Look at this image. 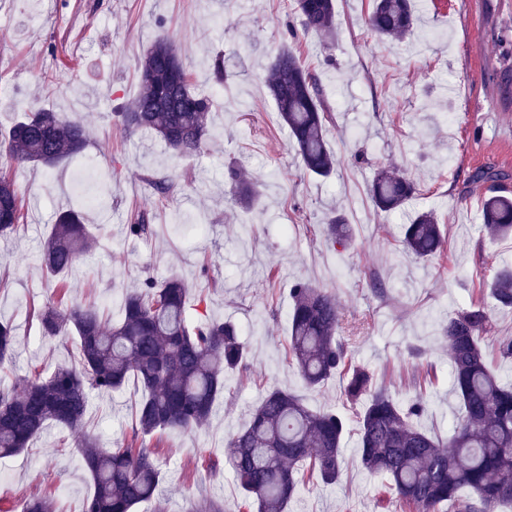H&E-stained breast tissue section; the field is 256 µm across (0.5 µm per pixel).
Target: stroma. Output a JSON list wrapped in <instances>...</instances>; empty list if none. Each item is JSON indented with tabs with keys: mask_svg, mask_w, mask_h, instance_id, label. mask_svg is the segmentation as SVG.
I'll list each match as a JSON object with an SVG mask.
<instances>
[{
	"mask_svg": "<svg viewBox=\"0 0 512 512\" xmlns=\"http://www.w3.org/2000/svg\"><path fill=\"white\" fill-rule=\"evenodd\" d=\"M293 0H0V126L40 105L62 119L84 118V151L52 170L0 158L28 210L25 231L0 240V319L16 328L12 367L0 383L48 377L72 364L74 338L47 337L31 306L66 295L119 318L127 289L147 275L176 274L200 297L197 312L246 327L248 366L226 371V389L210 423L192 432L157 435L160 494L168 512H188L210 498L225 512H247L224 458L225 442L272 388L303 395L317 410L349 413L345 376L306 389L289 365V288L299 278L335 293L354 364L372 371L401 404L424 398L420 427L447 435L451 368L442 323L461 306L488 302L481 284L512 259V240L481 230L480 168L512 176V0H414L417 33L381 40L367 28L369 0H336L338 36L327 46L301 36L299 55L319 74L333 121L327 139L340 164L327 178L305 174L271 99L267 68L285 40ZM176 46L193 89L214 100L207 151L179 157L147 134L126 137L115 114L136 96L137 66L158 35ZM240 62L243 75L216 83V57ZM240 163L257 183L245 208L224 182ZM395 165L419 189L408 208L377 211L369 197L380 167ZM179 183L160 201L156 176ZM100 204L81 207L99 242L67 276L48 279L40 249L54 215L76 206V194ZM336 209L350 224L351 246L325 241L323 219ZM151 212L155 232L128 238L131 210ZM434 210L443 252L418 262L399 248L411 212ZM209 267L212 280L201 275ZM385 296L370 288L372 277ZM141 392L127 385L96 393L89 430L107 447L128 438ZM336 484L305 480L289 512H400L382 477L362 466L355 436L343 445ZM0 512H21L34 494L50 492L55 512H82L93 492L77 439L48 424L32 444L0 459Z\"/></svg>",
	"mask_w": 512,
	"mask_h": 512,
	"instance_id": "1",
	"label": "stroma"
}]
</instances>
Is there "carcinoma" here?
I'll use <instances>...</instances> for the list:
<instances>
[{
    "label": "carcinoma",
    "mask_w": 512,
    "mask_h": 512,
    "mask_svg": "<svg viewBox=\"0 0 512 512\" xmlns=\"http://www.w3.org/2000/svg\"><path fill=\"white\" fill-rule=\"evenodd\" d=\"M294 14L304 29L326 43L336 40L334 0H295ZM367 24L380 38L406 41L415 35L410 0H373ZM139 92L116 119L127 134L153 132L180 156L204 153L211 139L208 115L214 100L192 88L172 41L160 36L138 65ZM267 88L287 128L303 170L327 178L337 158L326 138L330 119L318 76L306 69L290 45L269 66ZM88 127L58 113L33 107L0 134V152L10 161L48 170L78 156L87 145ZM236 203L257 200L254 186L238 168L227 167ZM418 193L414 180L399 168H380L370 187L373 206L381 212L404 208ZM483 229L496 239L512 237V191L495 188L481 200ZM26 214L12 179L0 175V238L25 228ZM154 232L149 212L134 210L128 237ZM325 232L333 246L352 241L350 225L338 213ZM93 237L81 209L59 212L44 243L41 268L56 276L72 269ZM403 250L419 261L441 252L442 231L432 210L415 213L403 225ZM498 308L512 307V265L500 266L484 282ZM190 288L173 275L158 281L147 276L127 292L121 316L114 321L96 306L62 309L56 304L35 312L45 336L66 328L75 334L77 359L48 378L34 377L0 388V457L22 451L45 426L55 422L81 433L80 452L93 482L83 512H132L157 494L160 460L153 435L166 430L193 431L209 424L225 391L224 370L246 366L247 352L239 327L231 321L188 314ZM288 357L305 385L319 389L346 367L349 349L340 333L346 326L336 298L298 279L289 288ZM493 330L483 305L459 310L441 334L448 342L451 383L458 409L448 439L413 424L426 411L417 399L402 406L372 372L355 367L344 387L351 404L364 400L356 413L357 448L368 472L384 477L407 512H497L512 504V384L502 383L488 356L512 360V338L495 339L492 352L484 341ZM17 344L14 326L0 322V368L10 363ZM135 379L143 395L135 406L132 436L104 448L86 431L91 392L110 393ZM348 420L333 410H313L289 390L268 391L252 410L248 424L231 436L225 461L256 512H288L300 492L298 470L306 466L325 484L336 482L343 468L342 445ZM469 489L463 498L460 491ZM49 495H34L22 512H54Z\"/></svg>",
    "instance_id": "cac0c4a2"
}]
</instances>
